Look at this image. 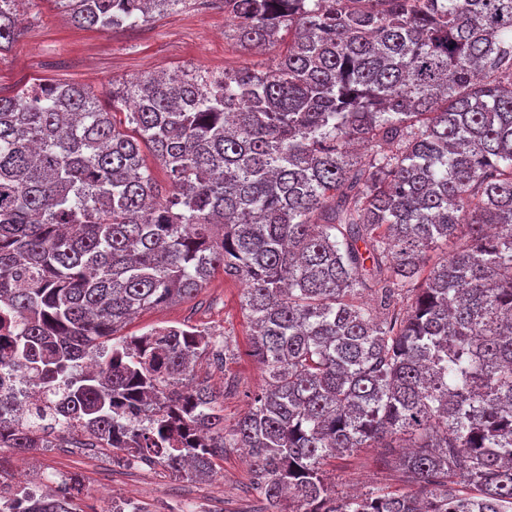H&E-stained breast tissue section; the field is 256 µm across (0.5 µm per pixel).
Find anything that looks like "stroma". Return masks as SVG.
Masks as SVG:
<instances>
[{
    "mask_svg": "<svg viewBox=\"0 0 512 512\" xmlns=\"http://www.w3.org/2000/svg\"><path fill=\"white\" fill-rule=\"evenodd\" d=\"M21 34L0 51V96L11 97L39 84H75L97 94L103 106L112 103L113 84L151 74L175 75L268 65L275 51L256 55L236 46L233 25L223 10L202 0H182L175 9L154 14L149 22L128 28H87L75 24L56 0H26L19 15ZM241 287L215 273L191 299L139 312L123 328L138 336L155 326L189 323L223 334L224 364L202 365L200 378L224 394V421L232 423L247 411L249 394L263 377L248 353L249 323L240 305ZM49 448L25 456L0 449L5 476L51 480L65 486L79 478L83 512H112L110 488L130 491L137 512H259L251 468L241 449H226L217 460L213 479L188 480L158 464L124 458L109 448H87L80 433H56ZM326 477L337 494L403 488L398 471L383 461L378 448H362L330 462Z\"/></svg>",
    "mask_w": 512,
    "mask_h": 512,
    "instance_id": "obj_1",
    "label": "stroma"
}]
</instances>
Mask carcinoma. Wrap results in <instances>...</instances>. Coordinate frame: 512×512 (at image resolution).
<instances>
[{"mask_svg": "<svg viewBox=\"0 0 512 512\" xmlns=\"http://www.w3.org/2000/svg\"><path fill=\"white\" fill-rule=\"evenodd\" d=\"M56 2L111 29L182 0ZM218 2L240 48L285 43L272 66L135 78L110 109L69 84L0 96V370L128 460L203 479L249 449L263 512H512V0ZM218 271L265 371L230 426L195 379L224 339L119 334ZM54 433L0 425V448ZM356 448L407 488L336 495L323 467Z\"/></svg>", "mask_w": 512, "mask_h": 512, "instance_id": "obj_1", "label": "carcinoma"}]
</instances>
